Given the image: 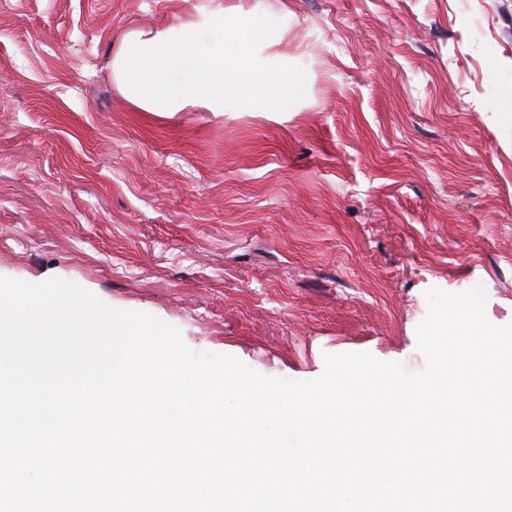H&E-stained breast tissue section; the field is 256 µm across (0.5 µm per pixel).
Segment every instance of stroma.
<instances>
[{"instance_id": "stroma-1", "label": "stroma", "mask_w": 512, "mask_h": 512, "mask_svg": "<svg viewBox=\"0 0 512 512\" xmlns=\"http://www.w3.org/2000/svg\"><path fill=\"white\" fill-rule=\"evenodd\" d=\"M279 20L288 111L147 112L124 40L202 12ZM512 0H0V276L59 277L188 347L313 380L422 372L426 292L512 324Z\"/></svg>"}]
</instances>
